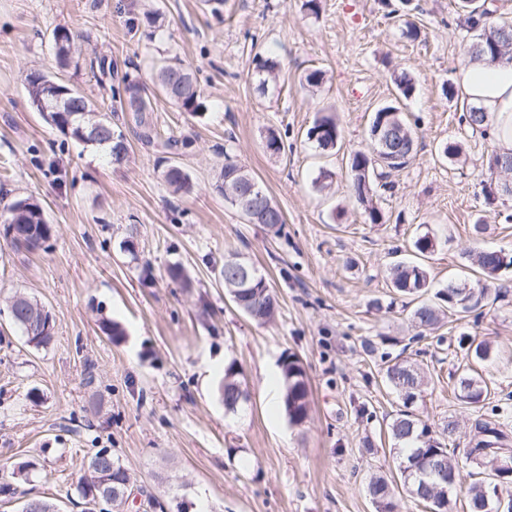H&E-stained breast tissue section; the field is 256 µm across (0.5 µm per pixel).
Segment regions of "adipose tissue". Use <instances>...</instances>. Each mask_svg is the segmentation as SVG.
<instances>
[{"mask_svg":"<svg viewBox=\"0 0 512 512\" xmlns=\"http://www.w3.org/2000/svg\"><path fill=\"white\" fill-rule=\"evenodd\" d=\"M454 84L461 100L482 108L493 121L498 149L512 152V65L471 61L456 71Z\"/></svg>","mask_w":512,"mask_h":512,"instance_id":"obj_1","label":"adipose tissue"}]
</instances>
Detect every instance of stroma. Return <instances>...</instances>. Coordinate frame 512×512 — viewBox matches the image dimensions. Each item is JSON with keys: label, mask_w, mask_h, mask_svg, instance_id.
Listing matches in <instances>:
<instances>
[{"label": "stroma", "mask_w": 512, "mask_h": 512, "mask_svg": "<svg viewBox=\"0 0 512 512\" xmlns=\"http://www.w3.org/2000/svg\"><path fill=\"white\" fill-rule=\"evenodd\" d=\"M304 2L228 0L220 23L204 0H142L161 14L146 39L125 25L127 0H0V210L34 196L52 228L35 251L0 236V472L34 465L29 480H8L0 512H20L30 497L83 512L76 487L104 449L133 482L122 512H155L152 497L169 508L185 502L187 512H375L367 485L396 477L399 462L388 427L402 401L387 366L407 360L426 372L414 404L422 420L469 428L478 409L454 394L467 336L498 346L475 375L512 433V268L500 275L507 297L488 302L478 320L447 318L419 341L409 325L420 301H433L448 281L475 283L470 251L512 255V197L490 204L483 192L495 137L472 134L461 99L445 93L468 42L458 0H319L315 14ZM405 19L419 26L418 39L403 35ZM57 27L79 37L76 63L62 71ZM257 55L279 64L263 90ZM103 58L114 73L98 83L92 72ZM175 59L196 77L205 108L194 116L159 96L154 116L161 134L193 141L176 158L195 184L188 195L168 187V155L142 143L131 121L117 122L129 148L118 165L29 104L24 77L33 70L58 72L108 112L117 77L147 82ZM313 69L323 71L322 85L303 88ZM402 71L414 80L405 111L417 154L378 189L385 221L371 224L349 196V158L365 148L371 118L396 97ZM326 114L341 131L329 151L307 138ZM271 129L283 136L282 156L264 150ZM449 141L462 147L457 159L438 154ZM228 155L281 208L280 234L246 223L212 191ZM425 232L436 239L424 260L433 290L397 294L389 269L410 259ZM234 254L267 278L279 304L272 322L230 302L220 271ZM175 265L190 287L171 278ZM17 294L50 310L47 347L28 346L11 323L7 304ZM106 319L123 336L104 334ZM291 352L311 389L298 426L269 405ZM231 362L247 394L235 413L218 391Z\"/></svg>", "instance_id": "obj_1"}]
</instances>
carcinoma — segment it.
Instances as JSON below:
<instances>
[{"label": "carcinoma", "instance_id": "cac0c4a2", "mask_svg": "<svg viewBox=\"0 0 512 512\" xmlns=\"http://www.w3.org/2000/svg\"><path fill=\"white\" fill-rule=\"evenodd\" d=\"M461 26L471 34V42L467 44L465 57L490 63L503 60L512 61V20H504L495 16L482 0H460ZM159 14L150 12L139 17L134 10H128L126 25L129 32H138L147 24L155 25ZM56 61L59 66L67 67L72 63L76 53L74 37L71 32L58 27L52 32ZM278 64L263 58H255L254 74L259 87H267L270 80L277 77ZM29 102L32 108L40 110V101L48 90V82L60 83L59 78L50 72L33 70L26 74ZM125 99L117 101L111 113H101L95 103L76 89H69L66 99L70 102V110L66 112H50L47 119L59 132L83 144L82 131L96 125L104 124L112 128V118L118 113H130L139 136L147 144L158 139V133L152 118L151 96L156 93L166 96L176 107L184 112L197 114L202 109L201 91L189 70L181 65H166L157 72L153 86L138 81L124 85ZM466 125L472 133L482 136L487 134L489 120L479 108L465 107ZM393 127L397 133L396 147L402 161H380L374 155V142L368 140L367 149L354 152L350 158V192L355 201L364 208L368 223H384V215L376 203L373 175L375 169L382 168L399 170L404 167L417 152V143L411 122L400 107L389 105L374 113L368 133H373L377 124ZM308 139L317 143L323 150L336 148L340 140V131L335 119L331 116L321 117L308 131ZM164 179L175 193L188 194L194 184L189 174L181 165L171 164L163 172ZM256 180L245 167L227 156L224 159L219 175L214 183L215 191L225 195L224 186L233 182L244 183ZM251 224L259 223L267 229L280 232L285 218L282 210L273 202L268 194H263L260 201L261 218L253 219L244 209H238ZM0 223L7 229L13 224H22L28 232V240L32 242L46 241L50 236L44 210L40 202L31 197L15 199L0 215ZM501 251L481 249L470 254L471 263L477 268L480 277L478 287L471 288L468 304H460L458 292L454 288L445 287L437 292L442 304L436 306L423 302L418 305L409 317L410 327L416 331V337L422 338L429 330L439 327L445 316H463L484 306L491 287L495 286L502 269ZM393 288L404 295H419L427 292L430 287V273L420 262H397L390 269ZM224 289L231 298L242 297L246 301V314L254 321L265 324L273 320L278 309V301L273 294L267 279L254 269L250 288L240 291L233 275L224 270ZM40 303L33 299L31 303L17 309V320L13 324L27 334L25 321L30 314L39 310ZM496 354L491 342L471 338L467 340V357L474 362H486ZM240 370L229 364L224 367V380L219 385L220 397L224 401V409L230 413L238 411L247 400L245 390L239 379ZM281 375L285 386L283 405L290 423H303L310 411V390L306 371L301 359L290 353L281 362ZM386 378L396 388L403 399V410L389 425V436L399 446L402 460L399 462L402 486L415 501L428 507L429 512H452V494L457 486L466 479H471L467 491L468 512H489L486 494L499 485L505 489L512 485V475L499 468L502 457L501 450L512 447V437L504 431L496 413L481 414L471 424L468 442L463 449L450 448L448 442L456 441L459 432L458 423L448 420L440 431L435 432L421 420L412 410V403L406 401V394L401 386L408 382L413 386L427 384L425 372L416 364L405 362L387 366ZM458 397L475 406L483 403L488 395V388L480 380L464 373L456 381ZM98 456L91 457L86 464L85 475L77 486V491L89 505L87 512H93L97 498L101 496L100 484L93 479L91 471ZM475 463L481 470L465 471L466 464ZM108 488L113 498H121L127 491L130 476L120 462L109 470ZM368 493L375 505L376 512H396L394 492L388 481L382 477L373 478L368 483ZM22 512H58L54 502L43 498H31L24 502Z\"/></svg>", "mask_w": 512, "mask_h": 512}]
</instances>
